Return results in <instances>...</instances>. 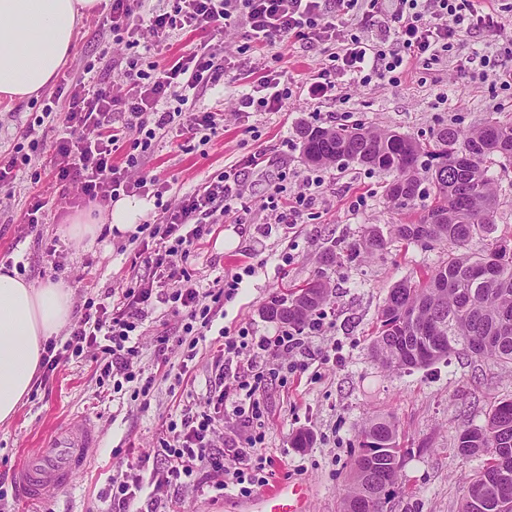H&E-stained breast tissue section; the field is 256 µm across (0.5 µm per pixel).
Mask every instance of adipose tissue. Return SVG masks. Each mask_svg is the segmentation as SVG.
<instances>
[{"label":"adipose tissue","mask_w":512,"mask_h":512,"mask_svg":"<svg viewBox=\"0 0 512 512\" xmlns=\"http://www.w3.org/2000/svg\"><path fill=\"white\" fill-rule=\"evenodd\" d=\"M101 0H0V99L38 94L66 63L75 28ZM69 288L0 271V424L30 393L44 345L70 322Z\"/></svg>","instance_id":"ef3b65f1"}]
</instances>
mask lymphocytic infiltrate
Segmentation results:
<instances>
[{"mask_svg":"<svg viewBox=\"0 0 512 512\" xmlns=\"http://www.w3.org/2000/svg\"><path fill=\"white\" fill-rule=\"evenodd\" d=\"M112 41L133 49L141 36H149V51L127 56L124 75L127 93L113 92L109 83L91 80L92 66L64 75L42 109L20 131L12 151L0 158V192L12 190L18 174L31 184L53 180L60 190L77 186L79 198L106 207L124 195L137 193L162 198L165 186L158 177L140 172L146 154L160 138L172 136L208 143L224 124L215 111L183 113L190 97L212 84L231 68L230 55L218 54L204 44L163 60L152 52L168 48L174 32H206L211 27L233 30L241 51L259 52V79L237 99V114L247 111L276 112L291 95L274 62L262 55L266 47L292 38L320 49L327 61L311 77L309 95H335L343 87L376 82L399 86L412 64H431L446 56L455 44L475 33H493L499 24L495 12L473 9L470 0H110L102 20ZM129 144L123 162L114 152ZM54 152L49 165L39 156L46 147ZM263 162L262 152L242 156L228 169L212 176L184 196L165 206L152 234L159 245L146 262L168 285L154 291L138 275L111 305H96L84 312L63 347L48 343L42 359L44 376H52L68 355L97 348L95 361L103 375L134 381L137 354L131 340L154 304H172L184 320L178 343L186 357L196 348L214 317L222 312L253 265L225 278L222 287H203L193 280L187 265L220 217L249 207L241 181L246 171ZM300 329L282 328L260 336L239 328L224 336V361L215 367L211 409L188 411L170 420L159 453L169 467L160 478L172 485L197 481L200 473L223 474L216 490L238 486L241 495L269 484L274 472L263 457L266 406L263 392L272 379L270 359L288 355L290 373H304L309 355ZM235 363L225 376L226 363ZM236 418L248 433L242 447L231 455L215 448L213 434L217 414Z\"/></svg>","mask_w":512,"mask_h":512,"instance_id":"1","label":"lymphocytic infiltrate"}]
</instances>
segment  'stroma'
<instances>
[{
    "label": "stroma",
    "instance_id": "35a3bbf8",
    "mask_svg": "<svg viewBox=\"0 0 512 512\" xmlns=\"http://www.w3.org/2000/svg\"><path fill=\"white\" fill-rule=\"evenodd\" d=\"M472 4L478 10L499 11L497 32L459 43L437 63L416 66L401 86L373 82L331 98H311L303 86L323 58L302 43L284 39L265 50L278 57L282 79L293 90L280 111L253 112L226 122L202 149L158 143L142 173L168 180L164 199L171 204L197 188L205 176L223 171L247 153L265 150L263 168L242 178L252 201L249 212L226 216L215 225L189 269L207 284L247 264L249 250H259L262 264L225 303L192 361H185L177 343L181 317L170 305H155L141 329L135 365L144 373L156 372L155 340L166 336L173 365H187L188 371L181 379L156 382L148 404L135 399L133 384L123 383L117 390L112 381L101 379L87 352L61 364L47 385L34 387L14 420L0 426V512H112L108 488L123 481L132 464L142 460L147 470H166L165 458L157 453L165 422L186 408L206 409L212 370L224 358L219 329L234 332L246 327L273 335L277 325L264 316L265 306L289 288L316 278L330 284L324 327L305 340L314 355L308 372L284 381L273 379L263 394L268 409L263 456L271 458L277 478L289 476L311 484L310 512H341L361 430L369 419L389 416L398 425L403 457L401 492L388 504V512H458L468 481L481 470L483 460L459 455L457 437L461 430L482 424L499 400L512 398V369L464 355L413 370H390L375 359L373 326L391 288L439 265L449 249L395 243L370 257L359 254L340 266L328 264V252L348 249L369 229L389 237L393 224L417 219L424 204L416 202L403 214L392 210L384 197L388 175L359 163H305L299 129L306 124L364 125L423 139L445 124L469 131L488 118L512 115V94L503 91L498 80L472 78L456 67L457 59L484 45L512 67V12L502 10V0ZM124 55L93 15L78 28L65 68L76 72L85 63H94L99 78L124 92L128 85L118 63ZM258 78L253 64L241 62L198 94L195 108L234 112L239 90ZM315 177L321 185L314 189L312 201L300 206L293 227L278 224L275 212L262 208L272 186L283 185L292 195ZM36 193L48 206L45 224L33 230L24 224L23 215ZM76 194L73 188L59 193L48 182L33 190L22 181L15 183L12 196L0 193V265H22L25 278L36 286L49 279L64 282L73 292V314L78 317L87 300L99 302L120 293L130 273L144 277L149 270L137 262L139 247L128 237L110 234L79 241L69 236L74 216L89 215L99 225L106 217L105 209L77 204ZM229 231L236 241L228 245L224 238ZM79 416L91 417L102 432L89 469L69 488L50 491L39 506H27L18 498V465L44 435ZM301 431L312 438L302 449L292 445ZM152 498L160 512H237L241 500L236 492L189 482L176 487L145 485L139 506Z\"/></svg>",
    "mask_w": 512,
    "mask_h": 512
}]
</instances>
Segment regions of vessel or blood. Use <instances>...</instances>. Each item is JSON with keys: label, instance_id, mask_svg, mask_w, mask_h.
<instances>
[{"label": "vessel or blood", "instance_id": "vessel-or-blood-1", "mask_svg": "<svg viewBox=\"0 0 512 512\" xmlns=\"http://www.w3.org/2000/svg\"><path fill=\"white\" fill-rule=\"evenodd\" d=\"M100 442L96 423L85 416L48 435L41 448L27 454L16 471L22 501L33 502L49 491L68 487L86 469ZM309 500L307 482L283 479L241 502L239 508L241 512H309Z\"/></svg>", "mask_w": 512, "mask_h": 512}]
</instances>
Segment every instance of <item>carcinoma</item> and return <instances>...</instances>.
I'll return each mask as SVG.
<instances>
[{
  "label": "carcinoma",
  "mask_w": 512,
  "mask_h": 512,
  "mask_svg": "<svg viewBox=\"0 0 512 512\" xmlns=\"http://www.w3.org/2000/svg\"><path fill=\"white\" fill-rule=\"evenodd\" d=\"M301 138L303 157L312 165L356 161L390 174L385 197L398 212L411 209L418 198L429 199L418 220L393 225L390 240L366 236L359 244L364 254L401 241L455 248L448 260L391 289L372 340L374 357L393 369L427 366L452 354L512 368V239L491 236L498 190L488 175L497 160L512 165V117L491 118L467 132L441 127L424 141L363 126H309ZM476 239L482 247L472 251ZM328 295L329 283L313 280L272 301L265 315L298 327ZM474 336L485 340L475 347ZM397 439L389 418L365 424L344 512H386L399 489ZM457 450L465 458L487 457L459 512H495L487 499L493 492L512 503V399L494 405L483 424L462 430Z\"/></svg>",
  "instance_id": "cac0c4a2"
}]
</instances>
